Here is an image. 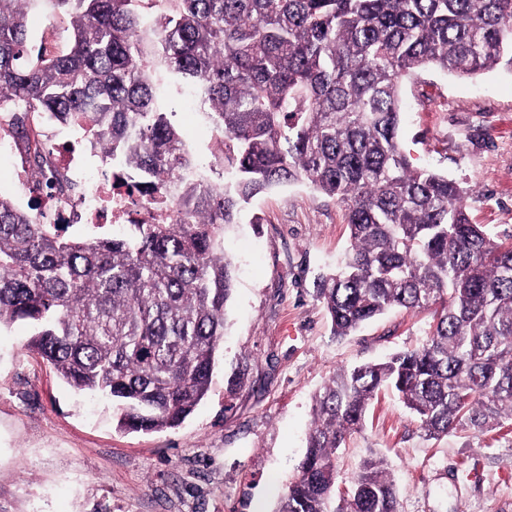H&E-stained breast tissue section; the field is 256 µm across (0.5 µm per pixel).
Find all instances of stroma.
<instances>
[{
  "instance_id": "stroma-1",
  "label": "stroma",
  "mask_w": 512,
  "mask_h": 512,
  "mask_svg": "<svg viewBox=\"0 0 512 512\" xmlns=\"http://www.w3.org/2000/svg\"><path fill=\"white\" fill-rule=\"evenodd\" d=\"M402 99L415 163L461 182L472 223L512 239V72L426 69ZM165 109L199 156L219 154L199 109L174 91ZM224 246L235 290L223 348L208 395L176 428L118 430L107 400L75 393L27 348L26 322L0 328V512H272L304 456L316 393L426 337L430 312L403 309L333 336L316 291L350 233L342 208L306 183L252 199ZM337 455L345 476L383 459L398 512H512V425L431 439L384 389Z\"/></svg>"
}]
</instances>
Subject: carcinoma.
Returning a JSON list of instances; mask_svg holds the SVG:
<instances>
[{
    "label": "carcinoma",
    "instance_id": "cac0c4a2",
    "mask_svg": "<svg viewBox=\"0 0 512 512\" xmlns=\"http://www.w3.org/2000/svg\"><path fill=\"white\" fill-rule=\"evenodd\" d=\"M70 18L71 46L34 44L29 13ZM512 67V0H0V103L83 126L112 181L165 209L112 234L42 224L0 196V327L130 432L175 428L207 395L232 264L224 225L303 181L346 211L351 247L318 289L333 334L394 308L430 311L423 344L343 369L316 395L307 449L273 512H397L383 460L339 490L336 453L392 388L429 437L512 423V242L470 221L455 180L399 139L401 81ZM222 135L199 162L161 99L170 80Z\"/></svg>",
    "mask_w": 512,
    "mask_h": 512
}]
</instances>
